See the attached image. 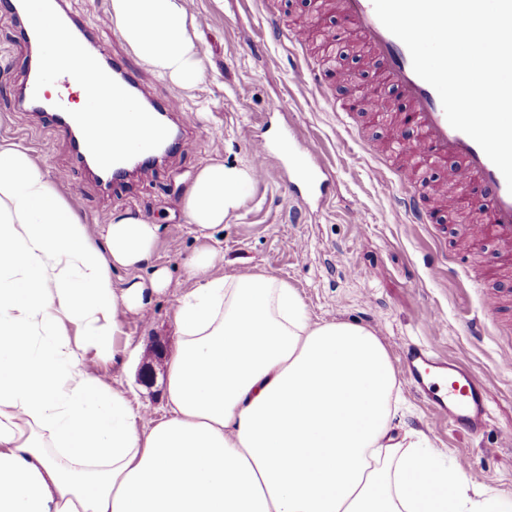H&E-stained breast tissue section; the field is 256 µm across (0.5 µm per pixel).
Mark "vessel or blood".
Returning a JSON list of instances; mask_svg holds the SVG:
<instances>
[{
	"label": "vessel or blood",
	"instance_id": "obj_1",
	"mask_svg": "<svg viewBox=\"0 0 512 512\" xmlns=\"http://www.w3.org/2000/svg\"><path fill=\"white\" fill-rule=\"evenodd\" d=\"M339 7L368 45L383 80L399 90L408 106L407 120L420 131L419 139L405 145V152L446 167L449 179L459 184H477L483 198L482 219L473 225L472 236L493 238L505 255L512 256V191L500 170L472 138L451 127L438 93L414 72L407 47L379 21L372 0H339ZM21 42L40 52L39 63L28 72L24 102L39 105L45 121L69 133L78 165L92 169L111 195L123 192L130 172L155 169L161 153L193 151L192 138L171 134L170 121L183 110L180 101L170 97L142 105L146 92L135 73L124 63H106L101 55L89 52L84 30L72 33L69 41L71 53L83 62L77 77L53 64L56 45L47 37L40 17H31ZM75 82L82 85L86 98L79 109L68 98ZM135 124L148 128V135L131 137L129 130ZM291 163L296 179L288 183L289 193L301 186L317 192L330 176L310 153H292ZM401 203L411 223H426L417 189H403ZM497 314V300H486L481 315L467 321L472 336H485ZM401 364L417 396L436 414L475 435L486 427L490 381L478 379L469 367L442 360L417 344L402 347Z\"/></svg>",
	"mask_w": 512,
	"mask_h": 512
}]
</instances>
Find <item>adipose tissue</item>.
<instances>
[{"mask_svg": "<svg viewBox=\"0 0 512 512\" xmlns=\"http://www.w3.org/2000/svg\"><path fill=\"white\" fill-rule=\"evenodd\" d=\"M114 28L183 88L203 63L184 0H109ZM253 168L215 160L181 206L204 244L187 261L169 414L137 426L123 390L85 368L115 354L149 283L158 225L125 213L92 234L27 151L0 145V512H512L468 494L460 466L391 434L398 372L367 326L312 320L286 280L214 275L215 232Z\"/></svg>", "mask_w": 512, "mask_h": 512, "instance_id": "1", "label": "adipose tissue"}]
</instances>
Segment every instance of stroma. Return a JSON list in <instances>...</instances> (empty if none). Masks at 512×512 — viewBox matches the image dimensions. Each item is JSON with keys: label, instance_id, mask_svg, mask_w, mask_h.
Instances as JSON below:
<instances>
[{"label": "stroma", "instance_id": "obj_1", "mask_svg": "<svg viewBox=\"0 0 512 512\" xmlns=\"http://www.w3.org/2000/svg\"><path fill=\"white\" fill-rule=\"evenodd\" d=\"M320 0H184L187 11L201 18L196 43L203 61L200 81L184 90L159 78L122 41L106 16L108 0H68L69 11L89 29L94 47L124 59L155 97L180 99L188 112L194 152L176 154L149 175L133 178L118 197L104 196L75 161L71 144L47 125L40 113L19 101L28 57L18 35L24 26L19 13L0 8V142L27 148L59 191L93 232H101L117 214L133 212L159 225V239L149 261L132 271H114L117 286L136 279L149 282L155 269L166 268L172 287L146 291L147 316L130 312L116 345L115 359L98 362L97 373L121 384L135 415L161 419L168 408L164 397L166 362L179 338L174 325L184 264L198 246L181 207L187 187L202 167L216 159L251 165V135L266 139L271 160L264 181L254 183L240 210L216 234L213 245L223 251L222 273L261 272L287 280L296 288L309 316L316 321L342 320L372 328L398 355L403 343H422L446 358L469 365L495 388L487 399L486 432L475 438L454 430L433 413L401 380V401L393 432L423 434L443 461H468L465 473L471 497L512 495V447L498 445L501 433L512 431V370L502 368L498 355L512 350V266L489 239L472 242L465 229L477 209L453 215L439 213L433 224H410L393 199L371 175L384 162L398 185L417 176L441 180L428 166L412 171L398 142L413 138V125L398 122L406 112L394 86L387 98L396 103L395 117L368 112L346 117L336 105L349 101L334 81L316 87L310 77L289 65L290 44L271 40L265 17H278L282 27L302 22L314 31L341 26L337 12L324 13ZM342 27V26H341ZM345 29V28H344ZM361 39L346 28L342 39L327 50L319 41L300 48L309 67L343 68L364 74L366 83L379 78L370 57L356 58ZM313 148L329 170L326 204L305 195L288 197L284 184L293 170L287 147ZM71 181H61V173ZM363 212L366 223L354 221ZM452 252L458 260L455 277L441 274L437 252ZM487 275L471 278L472 267ZM499 297V323L489 336L475 341L464 320L480 311L491 295ZM438 321H430L431 311ZM492 481H484L483 473Z\"/></svg>", "mask_w": 512, "mask_h": 512}]
</instances>
